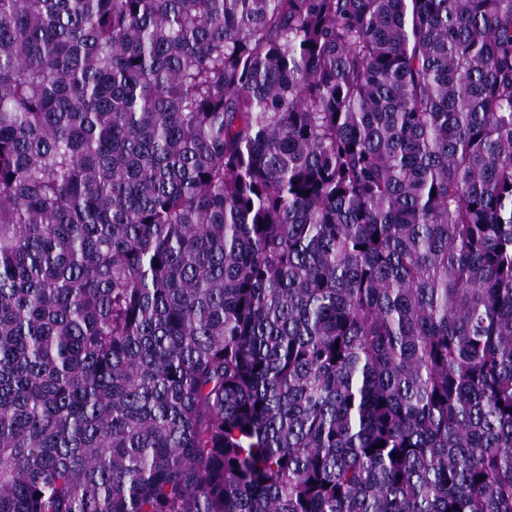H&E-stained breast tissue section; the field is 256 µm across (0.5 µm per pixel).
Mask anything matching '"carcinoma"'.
I'll use <instances>...</instances> for the list:
<instances>
[{
    "label": "carcinoma",
    "mask_w": 512,
    "mask_h": 512,
    "mask_svg": "<svg viewBox=\"0 0 512 512\" xmlns=\"http://www.w3.org/2000/svg\"><path fill=\"white\" fill-rule=\"evenodd\" d=\"M0 512H512V0H0Z\"/></svg>",
    "instance_id": "1"
}]
</instances>
